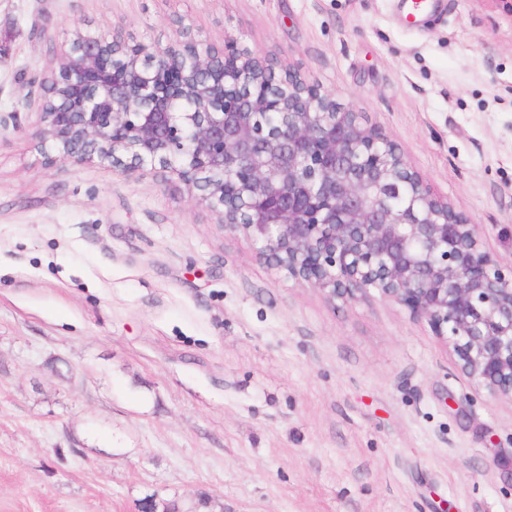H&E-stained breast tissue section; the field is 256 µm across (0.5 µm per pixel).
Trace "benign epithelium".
<instances>
[{
  "mask_svg": "<svg viewBox=\"0 0 512 512\" xmlns=\"http://www.w3.org/2000/svg\"><path fill=\"white\" fill-rule=\"evenodd\" d=\"M56 60L31 80L44 91L41 147L177 175L269 266L331 301L375 291L405 307L476 391L512 401V270L360 113L185 27L166 44L77 29Z\"/></svg>",
  "mask_w": 512,
  "mask_h": 512,
  "instance_id": "benign-epithelium-1",
  "label": "benign epithelium"
}]
</instances>
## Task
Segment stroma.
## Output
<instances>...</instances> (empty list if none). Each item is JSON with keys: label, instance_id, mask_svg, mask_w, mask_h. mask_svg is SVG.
Wrapping results in <instances>:
<instances>
[{"label": "stroma", "instance_id": "obj_1", "mask_svg": "<svg viewBox=\"0 0 512 512\" xmlns=\"http://www.w3.org/2000/svg\"><path fill=\"white\" fill-rule=\"evenodd\" d=\"M0 0V512H512V401L427 321L332 303L167 172L48 165L32 77L78 27L174 20L391 137L512 267V14L443 0ZM401 8L405 24L418 27L441 12L442 2L441 0H403Z\"/></svg>", "mask_w": 512, "mask_h": 512}]
</instances>
